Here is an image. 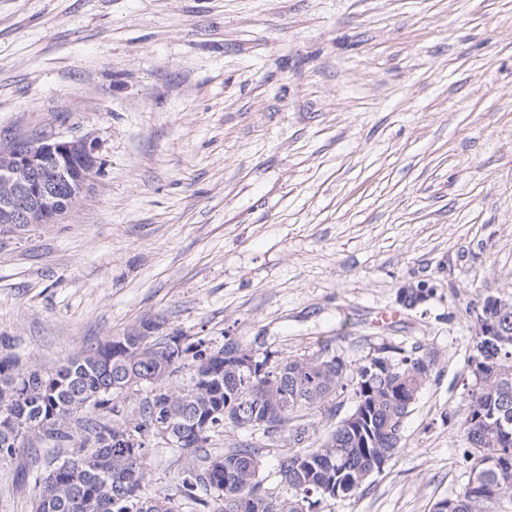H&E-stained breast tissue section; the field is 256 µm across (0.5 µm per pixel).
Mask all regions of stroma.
I'll return each mask as SVG.
<instances>
[{
    "label": "stroma",
    "mask_w": 512,
    "mask_h": 512,
    "mask_svg": "<svg viewBox=\"0 0 512 512\" xmlns=\"http://www.w3.org/2000/svg\"><path fill=\"white\" fill-rule=\"evenodd\" d=\"M43 129L100 170L57 223L0 231L13 353L51 369L148 322L353 370L429 352L402 451L316 512L466 482L469 344L512 293V0H0V138ZM28 461L0 464V512H30Z\"/></svg>",
    "instance_id": "stroma-1"
}]
</instances>
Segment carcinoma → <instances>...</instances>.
I'll list each match as a JSON object with an SVG mask.
<instances>
[{"mask_svg":"<svg viewBox=\"0 0 512 512\" xmlns=\"http://www.w3.org/2000/svg\"><path fill=\"white\" fill-rule=\"evenodd\" d=\"M490 329L507 342L487 349L481 383L467 391L469 475L435 502L447 512H512V311L478 325L473 346ZM155 330L114 336L50 371L20 363L0 337V463L45 444V464H54L35 472L33 512H314L322 499L356 497L402 449L395 417L411 412L433 369L428 354L389 349L358 367L349 389L346 364L327 342L310 356L256 353L266 370L245 382L246 369L226 365L236 343L215 347ZM183 371L187 383H174ZM347 393L361 421L313 439L314 418H334ZM253 415L273 431L250 425L255 438L222 453L201 446ZM161 447L173 475L150 493ZM267 456L278 491L263 476Z\"/></svg>","mask_w":512,"mask_h":512,"instance_id":"1","label":"carcinoma"}]
</instances>
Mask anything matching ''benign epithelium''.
<instances>
[{"label":"benign epithelium","mask_w":512,"mask_h":512,"mask_svg":"<svg viewBox=\"0 0 512 512\" xmlns=\"http://www.w3.org/2000/svg\"><path fill=\"white\" fill-rule=\"evenodd\" d=\"M98 144L87 137L45 132L25 145L0 149V228L18 231L30 224H54L75 207L99 169ZM512 310V295L500 293L482 307L479 321L492 311Z\"/></svg>","instance_id":"benign-epithelium-1"}]
</instances>
